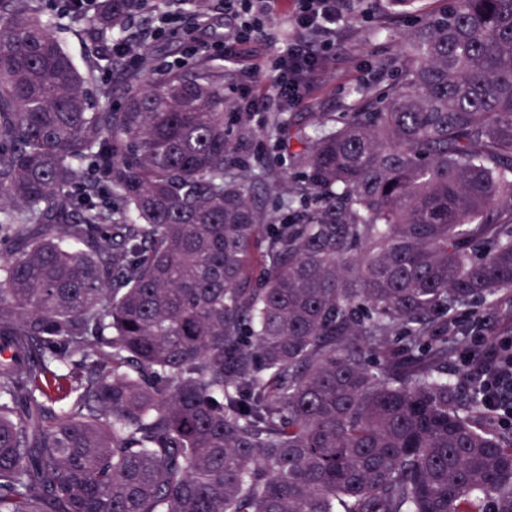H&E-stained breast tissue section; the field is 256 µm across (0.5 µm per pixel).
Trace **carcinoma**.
I'll use <instances>...</instances> for the list:
<instances>
[{
	"instance_id": "obj_1",
	"label": "carcinoma",
	"mask_w": 512,
	"mask_h": 512,
	"mask_svg": "<svg viewBox=\"0 0 512 512\" xmlns=\"http://www.w3.org/2000/svg\"><path fill=\"white\" fill-rule=\"evenodd\" d=\"M146 8L0 0V512H512V428L448 379L457 318L512 295V0H448L353 111L277 122L276 214L224 69L103 53ZM56 37L60 44L66 49L81 65L84 52V35L79 29L59 27L56 30Z\"/></svg>"
}]
</instances>
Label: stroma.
<instances>
[{"instance_id": "stroma-1", "label": "stroma", "mask_w": 512, "mask_h": 512, "mask_svg": "<svg viewBox=\"0 0 512 512\" xmlns=\"http://www.w3.org/2000/svg\"><path fill=\"white\" fill-rule=\"evenodd\" d=\"M442 0H412L409 12L388 16L386 0H363L361 12L349 15L337 31L320 73L314 78L300 104L289 109L288 121L295 126L315 125L318 113L342 115L351 111L358 93L365 87L381 84V73L390 64L397 46L415 20L441 9ZM246 119L253 135L241 160L261 171L264 177L294 176L287 162L273 160L265 151L267 132L275 122L271 112H250ZM482 323L479 335H472L468 317L460 319V338L448 341V376L460 395L470 392L469 372L462 357L473 348L491 344L494 338L512 334V299L480 306Z\"/></svg>"}]
</instances>
